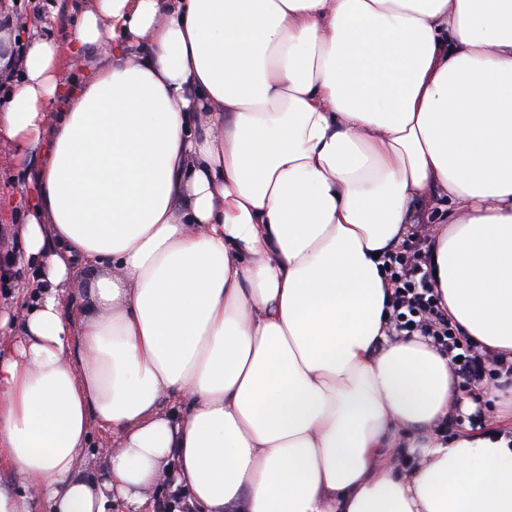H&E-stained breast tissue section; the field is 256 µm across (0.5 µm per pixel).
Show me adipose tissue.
Wrapping results in <instances>:
<instances>
[{"label":"adipose tissue","instance_id":"ef3b65f1","mask_svg":"<svg viewBox=\"0 0 512 512\" xmlns=\"http://www.w3.org/2000/svg\"><path fill=\"white\" fill-rule=\"evenodd\" d=\"M74 9L0 58V141L40 160L0 512H144L160 481L199 512H512L511 415L444 437L476 405L389 340L383 261L429 235L449 320L512 359V0ZM90 448L86 449V462L87 469L90 472L98 473L101 472L104 468V461L101 458V454H98V448L102 446L105 441V433L98 426L94 425L91 427L90 431Z\"/></svg>","mask_w":512,"mask_h":512}]
</instances>
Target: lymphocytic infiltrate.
<instances>
[{
	"label": "lymphocytic infiltrate",
	"instance_id": "obj_1",
	"mask_svg": "<svg viewBox=\"0 0 512 512\" xmlns=\"http://www.w3.org/2000/svg\"><path fill=\"white\" fill-rule=\"evenodd\" d=\"M432 244L414 237L388 257L391 270V322L397 335L422 336L448 356L459 385L469 390L483 387L488 376H512V360L493 355L469 341L448 320L430 279Z\"/></svg>",
	"mask_w": 512,
	"mask_h": 512
}]
</instances>
